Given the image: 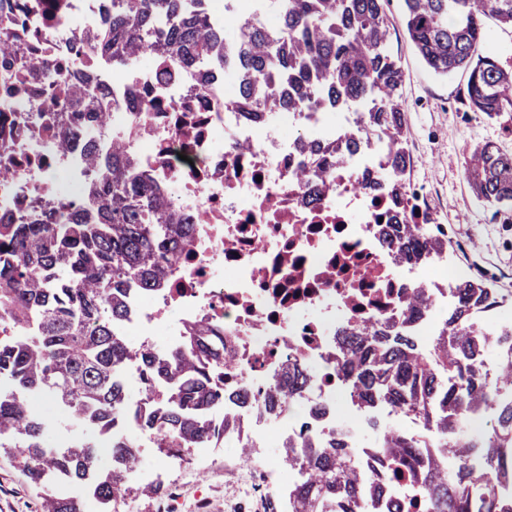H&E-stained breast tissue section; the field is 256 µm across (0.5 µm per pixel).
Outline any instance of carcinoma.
<instances>
[{"label": "carcinoma", "mask_w": 512, "mask_h": 512, "mask_svg": "<svg viewBox=\"0 0 512 512\" xmlns=\"http://www.w3.org/2000/svg\"><path fill=\"white\" fill-rule=\"evenodd\" d=\"M407 35L424 62L438 74L469 72L463 104L498 120L512 114V71L475 47L485 38L484 19L512 26V0H403ZM202 0H112L110 29L90 44L99 55L128 67L157 53L184 66L207 56L238 61L240 104L257 113L362 107L357 125L334 141L305 143V153L322 160L298 169L295 181L310 189L308 206L334 189L333 172L368 149L379 151L384 171L358 181L380 187L392 201L382 241L401 262L419 264L440 255L443 241L430 224H413L407 209L416 196L408 187L411 156L406 108L399 93L403 73L388 49L385 0H278L280 38L247 15L237 20V37L209 25ZM106 90L85 72L69 101L81 108L61 148L80 139L90 171L88 207L63 203L49 215L35 210L26 224L0 221V319L14 336L0 335V447L17 459L41 490L42 512H84L78 498H59L45 477L82 484L106 512L130 494L125 480L139 465L134 430L155 436L165 456L224 440L219 408L229 400L274 410L289 406L306 383L285 370L263 390H224L237 368L224 335L208 323L187 327L180 349L157 354L133 348L112 334L126 314L132 289L151 291L176 269L191 245L189 224L172 203L154 191L145 174L112 143L99 153L94 129L105 123L99 111ZM466 178L489 205V222L512 224V153L486 142L475 148ZM451 303L440 321L432 352L424 354L410 328L429 310L427 287L400 294L393 316L359 321L339 333L341 370L354 398L365 408L385 406L411 414L437 438L372 422L374 453L351 460L341 442L317 444L302 433L281 446L275 466L299 473L288 489L287 512H356L358 502L387 497L392 476L404 471L425 495L422 512H512V361L490 384L481 365L489 349L507 343L479 329L474 316H491L503 298L484 283L464 278L450 289ZM128 366L139 369L143 396L135 401L122 381ZM49 392L80 425L110 442L112 469L94 467L97 443L85 438L58 452L45 442V423L27 395ZM467 412L490 414L479 440L459 437Z\"/></svg>", "instance_id": "cac0c4a2"}]
</instances>
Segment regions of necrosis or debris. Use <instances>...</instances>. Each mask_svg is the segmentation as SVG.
<instances>
[{
	"mask_svg": "<svg viewBox=\"0 0 512 512\" xmlns=\"http://www.w3.org/2000/svg\"><path fill=\"white\" fill-rule=\"evenodd\" d=\"M110 4L0 0V30L14 34L17 45L13 56L0 58V153L16 172L0 178V218L23 224L35 207L84 202V155L61 150L68 123L41 116L50 112L51 90L63 74L93 70L97 85L109 91L107 122L97 129L101 151L121 141L157 191L186 215L192 233L190 251L161 288L127 295L128 314L113 333L164 353L179 346L183 323L206 321L234 341L230 385L257 390L291 365L306 375L287 409L246 411L225 402V416L236 420L229 440L255 448L257 468L271 465V449L305 424L317 442L338 439L354 459L370 456L360 445L368 420L339 371L338 335L361 318L395 311L402 289L424 280L431 313L413 333L427 350L462 269L442 256L405 266L382 246L378 224L387 196L356 184L362 174L379 175V154L357 155L349 170L337 172L329 199L303 204L292 174L313 161L299 140L336 139L351 112L282 111L252 120L237 107L232 69L221 64L184 67L154 55L135 67L113 65L91 54L87 42L104 33ZM207 8L217 28L242 9L278 27L271 0H208ZM36 59L46 69L33 70ZM133 100L151 103L147 118L133 112ZM286 127L297 129V139L281 138ZM172 308L179 322L168 318Z\"/></svg>",
	"mask_w": 512,
	"mask_h": 512,
	"instance_id": "4bbe7bcc",
	"label": "necrosis or debris"
}]
</instances>
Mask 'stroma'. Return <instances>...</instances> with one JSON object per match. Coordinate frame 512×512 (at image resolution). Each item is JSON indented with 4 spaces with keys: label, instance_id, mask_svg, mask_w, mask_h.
Masks as SVG:
<instances>
[{
    "label": "stroma",
    "instance_id": "stroma-1",
    "mask_svg": "<svg viewBox=\"0 0 512 512\" xmlns=\"http://www.w3.org/2000/svg\"><path fill=\"white\" fill-rule=\"evenodd\" d=\"M389 49L404 81L409 181L443 228L450 261L512 295V224L488 223L487 207L471 191L465 162L476 145L491 141L512 152V122L491 120L462 103L465 71L434 72L412 47L403 21V0H389ZM245 467L233 449H216L206 460L194 452L174 461L170 479L154 497L134 498L128 512H238L253 501ZM40 495L17 462L0 451V512H40Z\"/></svg>",
    "mask_w": 512,
    "mask_h": 512
}]
</instances>
